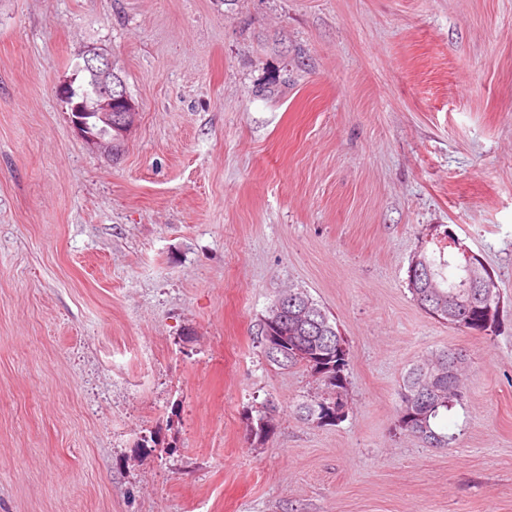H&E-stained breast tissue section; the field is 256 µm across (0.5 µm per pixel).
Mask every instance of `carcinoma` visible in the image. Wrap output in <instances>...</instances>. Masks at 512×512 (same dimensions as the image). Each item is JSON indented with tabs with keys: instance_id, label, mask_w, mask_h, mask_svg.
Instances as JSON below:
<instances>
[{
	"instance_id": "carcinoma-1",
	"label": "carcinoma",
	"mask_w": 512,
	"mask_h": 512,
	"mask_svg": "<svg viewBox=\"0 0 512 512\" xmlns=\"http://www.w3.org/2000/svg\"><path fill=\"white\" fill-rule=\"evenodd\" d=\"M407 288L424 311H433V317L463 333L490 336L498 327L500 306L495 280L488 273L485 283L468 287L467 269L453 252H415L409 264ZM312 306L314 318L325 323L324 333L313 329L300 334L299 339L306 344L318 342L316 348L322 356L314 361L296 356L278 360L268 352L265 356L280 367L309 368L330 393L342 399L348 385L349 350L325 310L315 302ZM458 356H463L460 348L432 354L413 365L403 379L398 427L434 448H446L456 440L455 434L445 432V421L464 398L463 373L455 364ZM323 404L329 406L333 401L321 398L302 403L300 419L315 421L311 411Z\"/></svg>"
}]
</instances>
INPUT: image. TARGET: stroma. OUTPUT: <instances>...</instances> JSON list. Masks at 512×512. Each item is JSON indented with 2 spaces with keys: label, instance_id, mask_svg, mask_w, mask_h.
Segmentation results:
<instances>
[{
  "label": "stroma",
  "instance_id": "stroma-1",
  "mask_svg": "<svg viewBox=\"0 0 512 512\" xmlns=\"http://www.w3.org/2000/svg\"><path fill=\"white\" fill-rule=\"evenodd\" d=\"M89 47L140 110L114 160L57 94ZM445 228L493 337L407 288ZM290 288L350 350L337 424L258 342ZM448 347L430 448L402 377ZM0 512H512V0H0ZM456 356L467 355L460 348H448L421 359L409 369L401 387L399 429L434 448H446L456 440L454 433H448V413L464 398V373L455 364ZM431 389L438 394L427 399Z\"/></svg>",
  "mask_w": 512,
  "mask_h": 512
}]
</instances>
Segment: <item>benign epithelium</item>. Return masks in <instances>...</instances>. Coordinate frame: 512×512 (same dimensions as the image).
Wrapping results in <instances>:
<instances>
[{
    "instance_id": "obj_1",
    "label": "benign epithelium",
    "mask_w": 512,
    "mask_h": 512,
    "mask_svg": "<svg viewBox=\"0 0 512 512\" xmlns=\"http://www.w3.org/2000/svg\"><path fill=\"white\" fill-rule=\"evenodd\" d=\"M75 70L87 74L92 86L80 93L71 81L58 88V95L69 103L71 122L79 137L89 148L110 157L115 146L126 142L136 127L139 108L116 71L112 55L89 48L76 61ZM290 303L296 300H284L270 310L265 344L275 353L292 352L309 358L311 353L298 347L280 326L282 310Z\"/></svg>"
}]
</instances>
